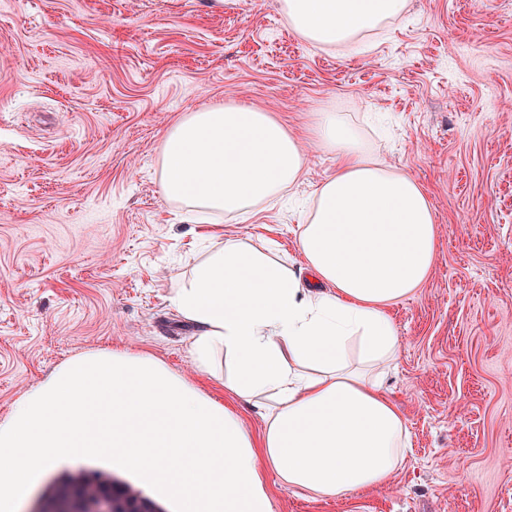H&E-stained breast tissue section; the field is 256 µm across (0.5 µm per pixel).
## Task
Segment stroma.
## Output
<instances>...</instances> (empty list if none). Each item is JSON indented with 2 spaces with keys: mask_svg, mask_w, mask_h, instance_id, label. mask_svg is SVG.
<instances>
[{
  "mask_svg": "<svg viewBox=\"0 0 512 512\" xmlns=\"http://www.w3.org/2000/svg\"><path fill=\"white\" fill-rule=\"evenodd\" d=\"M227 102L291 129L336 109L438 224L429 282L391 311L404 464L342 499L276 486L275 512H512V0H410L343 57L291 34L279 0H0V417L85 351L189 372L169 296L203 246L299 260V208L336 170L314 146L251 216L191 223L161 194L170 123Z\"/></svg>",
  "mask_w": 512,
  "mask_h": 512,
  "instance_id": "1",
  "label": "stroma"
}]
</instances>
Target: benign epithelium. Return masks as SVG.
<instances>
[{
	"mask_svg": "<svg viewBox=\"0 0 512 512\" xmlns=\"http://www.w3.org/2000/svg\"><path fill=\"white\" fill-rule=\"evenodd\" d=\"M139 492L130 488L116 500L106 485L91 482L76 491L63 494L44 492L32 504L30 512H143Z\"/></svg>",
	"mask_w": 512,
	"mask_h": 512,
	"instance_id": "1",
	"label": "benign epithelium"
}]
</instances>
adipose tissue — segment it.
<instances>
[{"label": "adipose tissue", "mask_w": 512, "mask_h": 512, "mask_svg": "<svg viewBox=\"0 0 512 512\" xmlns=\"http://www.w3.org/2000/svg\"><path fill=\"white\" fill-rule=\"evenodd\" d=\"M408 0H280L300 39L348 49L402 19ZM311 140L335 155L299 226L296 271L268 242L231 238L169 297L198 327L189 358L224 399L148 354L71 357L0 418V512H20L72 449L173 505V512H274L266 481L317 498L385 487L409 445L383 381L402 349L392 307L431 277L437 219L408 173L368 156L335 109L305 137L248 105L186 113L165 134L160 190L190 215L252 214L301 178ZM262 423L251 434L238 409Z\"/></svg>", "instance_id": "obj_1"}]
</instances>
